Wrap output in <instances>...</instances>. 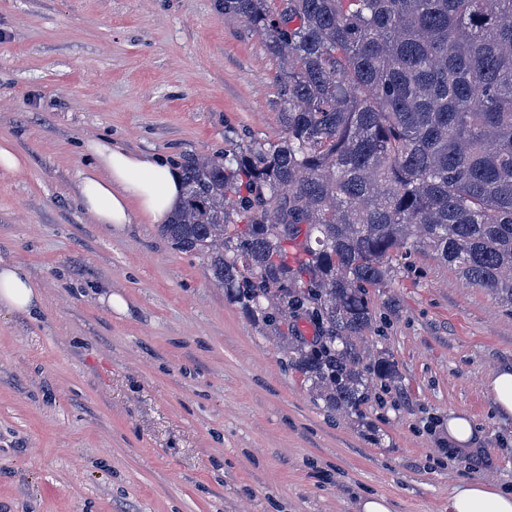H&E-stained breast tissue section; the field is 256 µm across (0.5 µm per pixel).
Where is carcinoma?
<instances>
[{"label": "carcinoma", "instance_id": "carcinoma-1", "mask_svg": "<svg viewBox=\"0 0 512 512\" xmlns=\"http://www.w3.org/2000/svg\"><path fill=\"white\" fill-rule=\"evenodd\" d=\"M217 2L282 61L284 136L184 158L161 232L356 412L396 378L357 339L399 251L512 309V0Z\"/></svg>", "mask_w": 512, "mask_h": 512}]
</instances>
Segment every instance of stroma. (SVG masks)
<instances>
[{
  "mask_svg": "<svg viewBox=\"0 0 512 512\" xmlns=\"http://www.w3.org/2000/svg\"><path fill=\"white\" fill-rule=\"evenodd\" d=\"M264 39L216 0H0V260L41 291L0 309V512H446L459 482L512 488V417L486 383L512 368V310L432 256L369 291L366 349L397 390L327 411L274 331L159 226L77 205L85 141L179 160L283 134ZM123 296L126 312L99 300ZM477 450L448 453L449 412Z\"/></svg>",
  "mask_w": 512,
  "mask_h": 512,
  "instance_id": "stroma-1",
  "label": "stroma"
}]
</instances>
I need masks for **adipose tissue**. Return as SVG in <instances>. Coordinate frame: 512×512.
<instances>
[{
  "instance_id": "1",
  "label": "adipose tissue",
  "mask_w": 512,
  "mask_h": 512,
  "mask_svg": "<svg viewBox=\"0 0 512 512\" xmlns=\"http://www.w3.org/2000/svg\"><path fill=\"white\" fill-rule=\"evenodd\" d=\"M90 164L82 171L79 204L97 224H165L183 194L180 176L166 160L138 155L107 140L86 143ZM41 302L29 273L0 266V308L35 313ZM447 512H512V491L487 480L458 483Z\"/></svg>"
}]
</instances>
